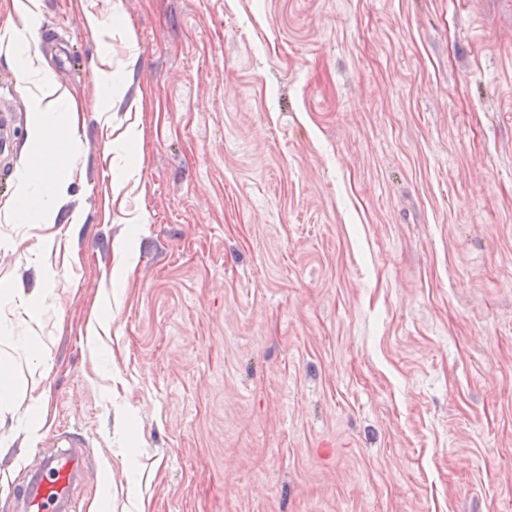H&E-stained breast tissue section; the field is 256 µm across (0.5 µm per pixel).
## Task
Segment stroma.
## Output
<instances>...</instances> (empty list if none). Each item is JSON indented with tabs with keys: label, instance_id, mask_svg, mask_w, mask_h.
<instances>
[{
	"label": "stroma",
	"instance_id": "35a3bbf8",
	"mask_svg": "<svg viewBox=\"0 0 512 512\" xmlns=\"http://www.w3.org/2000/svg\"><path fill=\"white\" fill-rule=\"evenodd\" d=\"M120 3L0 54V213L31 51L76 128L56 223H0L41 303L0 360L49 411L0 434V512L64 431L80 512H512V0Z\"/></svg>",
	"mask_w": 512,
	"mask_h": 512
}]
</instances>
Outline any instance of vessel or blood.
<instances>
[{
	"label": "vessel or blood",
	"mask_w": 512,
	"mask_h": 512,
	"mask_svg": "<svg viewBox=\"0 0 512 512\" xmlns=\"http://www.w3.org/2000/svg\"><path fill=\"white\" fill-rule=\"evenodd\" d=\"M82 463L81 454L71 449L48 459L18 489L20 512H75L72 491Z\"/></svg>",
	"instance_id": "1"
}]
</instances>
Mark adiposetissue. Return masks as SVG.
<instances>
[{"instance_id":"obj_1","label":"adipose tissue","mask_w":512,"mask_h":512,"mask_svg":"<svg viewBox=\"0 0 512 512\" xmlns=\"http://www.w3.org/2000/svg\"><path fill=\"white\" fill-rule=\"evenodd\" d=\"M14 22L0 27V50L13 53L16 45L30 44L35 39L31 26L40 15V0H11ZM30 66L39 74L37 83L26 85L25 90L34 102L33 135L29 149L32 160L17 180L15 205L9 213L10 223L29 221L35 224H52L56 221V197L70 182V174L47 160L49 143L69 150L73 147L70 129L57 124L52 112L42 108V101L54 92L49 63L41 54H33Z\"/></svg>"}]
</instances>
